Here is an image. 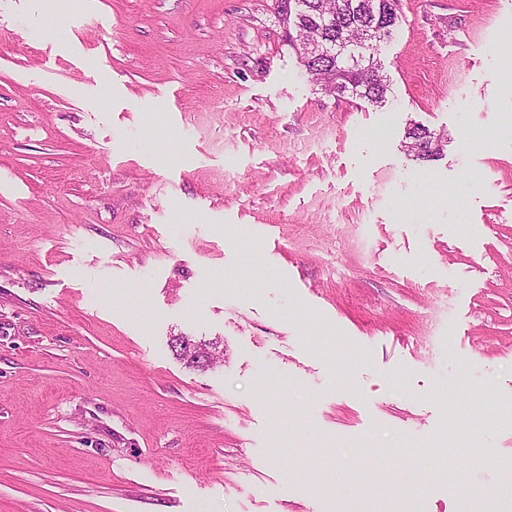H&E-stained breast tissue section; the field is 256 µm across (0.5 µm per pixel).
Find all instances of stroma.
<instances>
[{"label": "stroma", "instance_id": "stroma-1", "mask_svg": "<svg viewBox=\"0 0 512 512\" xmlns=\"http://www.w3.org/2000/svg\"><path fill=\"white\" fill-rule=\"evenodd\" d=\"M400 14L376 107L272 0H0V512H512V0ZM411 124L412 123H410L409 125H411ZM410 132L414 133L416 136L413 134H409ZM419 138L426 139V140L430 141V143H434L436 140H437V142H439L440 145L436 149V151H435L436 154L434 156L429 157V156H425V155H422L419 153L416 143H414V141H416ZM442 138L443 137L440 136V134H436L435 132L431 131L428 127L421 125V124L414 123V124H412V126H410L408 128L406 136H405V139H406V142L404 145L405 151L407 152L408 156L413 157V160H419V161L436 160V159H432V158L439 155L440 151L443 150Z\"/></svg>", "mask_w": 512, "mask_h": 512}]
</instances>
